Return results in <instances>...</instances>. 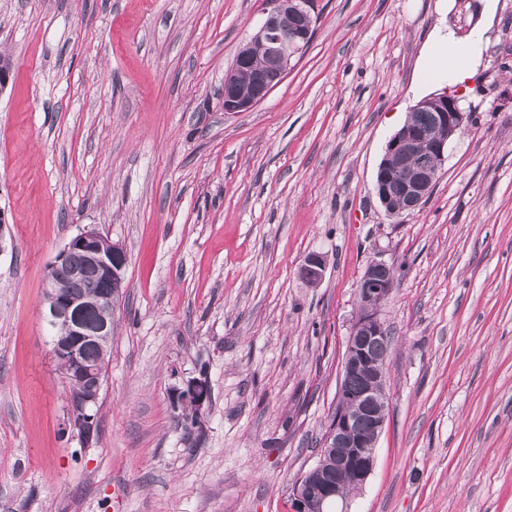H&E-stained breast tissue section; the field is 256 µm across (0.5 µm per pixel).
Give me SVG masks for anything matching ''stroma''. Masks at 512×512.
I'll use <instances>...</instances> for the list:
<instances>
[{
  "instance_id": "1",
  "label": "stroma",
  "mask_w": 512,
  "mask_h": 512,
  "mask_svg": "<svg viewBox=\"0 0 512 512\" xmlns=\"http://www.w3.org/2000/svg\"><path fill=\"white\" fill-rule=\"evenodd\" d=\"M266 0H0V512H292L336 410L357 288L393 269L389 412L349 512H512V0L429 198L374 191L436 30L480 0H318L247 112L224 75ZM93 228L128 255L98 436L67 432L39 315ZM324 255L313 283L305 258ZM210 401L186 426L175 397Z\"/></svg>"
}]
</instances>
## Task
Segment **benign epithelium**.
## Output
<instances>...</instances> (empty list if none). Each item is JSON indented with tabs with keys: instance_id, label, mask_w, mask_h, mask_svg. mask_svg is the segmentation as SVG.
Returning a JSON list of instances; mask_svg holds the SVG:
<instances>
[{
	"instance_id": "1",
	"label": "benign epithelium",
	"mask_w": 512,
	"mask_h": 512,
	"mask_svg": "<svg viewBox=\"0 0 512 512\" xmlns=\"http://www.w3.org/2000/svg\"><path fill=\"white\" fill-rule=\"evenodd\" d=\"M316 0H268L266 17L247 42L264 53L263 69L250 81L242 82L229 71L224 77V111L246 112L262 102L288 75L292 60L302 56L313 39L314 28L286 30L282 20L290 13H315ZM418 107L433 112L435 126L444 133L423 129L406 119L387 142L376 173L375 190L385 211L391 215L411 213L431 194L446 161L448 143L463 126L465 113L459 98L444 93L429 98ZM422 154L430 157L426 165H412ZM84 257L80 265L70 264L72 255ZM128 256L125 248L95 229L82 228L50 264L46 278L45 301L40 309L48 330L64 326L67 338L53 339L54 358L67 361L66 382L71 386L69 403L72 419L69 430L81 444L89 446L97 435L95 407L98 399L88 389L102 390L109 363L114 310L97 313L93 323L86 322L90 306L84 298L57 288V275L66 269L75 280H97L104 290L102 298L114 303L122 293L123 271ZM326 261L320 254L309 255L303 275L319 280ZM393 274L389 264L373 259L368 264L357 290L362 305L347 339L340 373L336 413L323 440V452L315 465L304 472L292 488L294 512H334L333 506L346 501L342 478L351 475L363 487L375 467V446L389 410L386 394L387 332L380 317L389 298ZM99 347L98 357L88 360L84 347ZM363 380L362 390L349 392L350 381ZM208 388L193 383L178 395V401L200 409L208 401Z\"/></svg>"
}]
</instances>
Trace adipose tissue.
Returning <instances> with one entry per match:
<instances>
[{
  "label": "adipose tissue",
  "instance_id": "ef3b65f1",
  "mask_svg": "<svg viewBox=\"0 0 512 512\" xmlns=\"http://www.w3.org/2000/svg\"><path fill=\"white\" fill-rule=\"evenodd\" d=\"M495 0H483L475 31L467 43H460L453 32H434L420 59L422 69L433 71L440 80H465L476 75L482 64V45L495 22Z\"/></svg>",
  "mask_w": 512,
  "mask_h": 512
}]
</instances>
